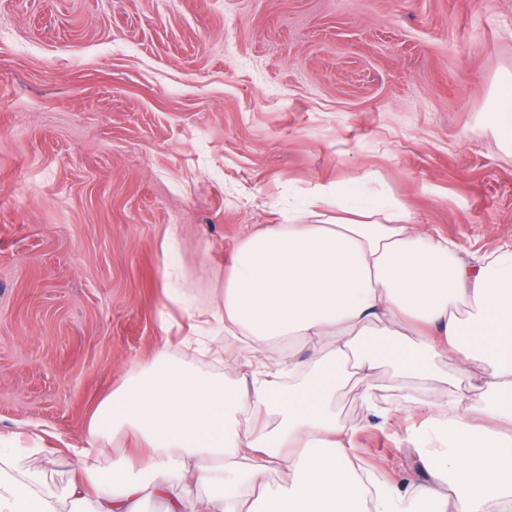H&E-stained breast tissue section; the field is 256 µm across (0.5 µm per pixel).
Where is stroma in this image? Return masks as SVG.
I'll return each mask as SVG.
<instances>
[{
	"label": "stroma",
	"mask_w": 512,
	"mask_h": 512,
	"mask_svg": "<svg viewBox=\"0 0 512 512\" xmlns=\"http://www.w3.org/2000/svg\"><path fill=\"white\" fill-rule=\"evenodd\" d=\"M512 0H0V433L111 458L94 409L209 335L233 249L293 196L364 185L472 264L512 245ZM182 289L189 308L170 304ZM336 387L355 459L420 482L392 365ZM64 494L74 459L32 455ZM492 122L502 136L511 144L512 141V92L506 91L492 111Z\"/></svg>",
	"instance_id": "1"
}]
</instances>
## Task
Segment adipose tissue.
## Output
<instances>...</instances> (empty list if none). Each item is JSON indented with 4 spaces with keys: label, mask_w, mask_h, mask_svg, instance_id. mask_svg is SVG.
<instances>
[{
    "label": "adipose tissue",
    "mask_w": 512,
    "mask_h": 512,
    "mask_svg": "<svg viewBox=\"0 0 512 512\" xmlns=\"http://www.w3.org/2000/svg\"><path fill=\"white\" fill-rule=\"evenodd\" d=\"M224 331L237 348L227 372L201 374L161 358L93 413L95 437L125 435L140 462L101 466L70 448L65 499L25 468L33 448L0 434V512H194L192 486L223 512H490L512 504V248L466 264L447 239L410 223L396 199L362 200L350 188L313 190L280 224L244 237L224 281ZM298 339L279 369L264 345ZM474 372L473 395L421 401L406 430L426 480L408 488L368 482L349 465L355 432L336 415V385L364 381L373 405L382 365L423 383L447 380L448 361ZM496 429L479 431L477 416ZM280 482L269 485L270 473ZM258 496L243 506L240 490Z\"/></svg>",
    "instance_id": "1"
}]
</instances>
